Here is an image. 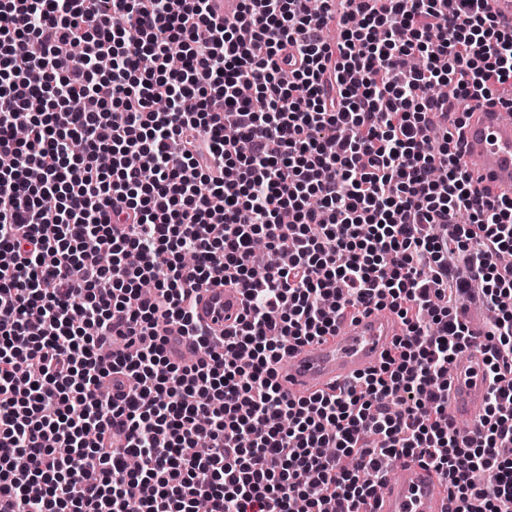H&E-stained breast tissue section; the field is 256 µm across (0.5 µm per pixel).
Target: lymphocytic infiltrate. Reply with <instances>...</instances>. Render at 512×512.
Wrapping results in <instances>:
<instances>
[{
  "label": "lymphocytic infiltrate",
  "mask_w": 512,
  "mask_h": 512,
  "mask_svg": "<svg viewBox=\"0 0 512 512\" xmlns=\"http://www.w3.org/2000/svg\"><path fill=\"white\" fill-rule=\"evenodd\" d=\"M0 11V512H367L401 458L450 512H512V200L434 136L463 122L435 85L512 81L491 0ZM209 283L245 299L220 336L194 318ZM452 294L489 311L475 439L448 416ZM369 307L405 327L381 365L288 398L284 356ZM172 324L194 363L167 358Z\"/></svg>",
  "instance_id": "obj_1"
}]
</instances>
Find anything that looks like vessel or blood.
<instances>
[{
	"label": "vessel or blood",
	"mask_w": 512,
	"mask_h": 512,
	"mask_svg": "<svg viewBox=\"0 0 512 512\" xmlns=\"http://www.w3.org/2000/svg\"><path fill=\"white\" fill-rule=\"evenodd\" d=\"M459 152L475 185L492 199L512 198V114L496 102L476 106L461 130ZM244 306L238 288L209 284L200 290L198 320L216 333L236 324ZM400 319L387 310H370L339 325L335 335L295 348L277 366V380L291 397L308 396L377 368L403 333ZM166 350L182 361L192 341L168 327ZM485 341L473 333L467 359L450 372L448 415L475 435L485 413L488 381ZM448 489L428 465L403 460L397 475L384 483L372 512H448Z\"/></svg>",
	"instance_id": "1"
}]
</instances>
